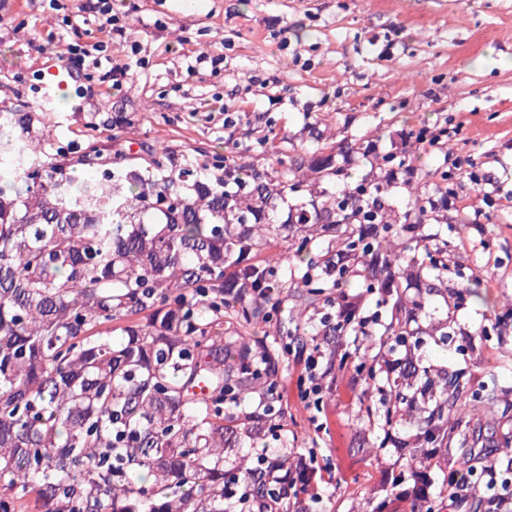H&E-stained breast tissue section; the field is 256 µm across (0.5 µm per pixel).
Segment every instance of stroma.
<instances>
[{"mask_svg":"<svg viewBox=\"0 0 512 512\" xmlns=\"http://www.w3.org/2000/svg\"><path fill=\"white\" fill-rule=\"evenodd\" d=\"M58 17L45 0H0V107L39 115L31 150L77 146L91 121L113 157H143L159 145L190 156L202 146L263 170L284 145L301 150L356 137L376 150L347 166L349 184L383 178L402 156L414 159L410 187L391 192L397 210L411 194L434 195L459 155L512 192V0H125L112 57L131 75L121 92L103 95L83 79L57 76L69 44L96 35L97 18L73 32ZM132 41L146 67L137 66ZM216 98L234 112V125L218 108H201V100ZM117 115L122 123H114ZM442 120L462 131L441 149L409 138L421 123ZM439 219L448 226L449 254L458 255L460 239L473 246L449 271V292L480 287L500 321L482 334L484 310L469 299L455 315L430 313L417 354L448 372L474 374L468 417L484 426L504 463L512 460V415L489 418L476 378L492 371L498 404L512 411V202L475 226L451 210ZM442 321L444 342L433 335ZM297 379L285 371L295 445L313 449L335 472L321 512H370L352 479L378 477L393 455L356 440L358 407L346 384L316 414L301 402Z\"/></svg>","mask_w":512,"mask_h":512,"instance_id":"35a3bbf8","label":"stroma"}]
</instances>
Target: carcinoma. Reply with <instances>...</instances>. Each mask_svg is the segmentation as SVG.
Listing matches in <instances>:
<instances>
[{"label":"carcinoma","instance_id":"1","mask_svg":"<svg viewBox=\"0 0 512 512\" xmlns=\"http://www.w3.org/2000/svg\"><path fill=\"white\" fill-rule=\"evenodd\" d=\"M33 122L0 111V512L28 495L37 512H313L299 473L314 452L289 447L286 347L246 335L267 325L318 347L329 391L352 366L359 418L383 432L378 449H400L371 512H448V469L397 464L468 462L481 427L460 377L421 358L381 370L450 301L448 240L424 233L436 217L419 199L386 206L387 182L329 190L337 158L372 144L285 152L263 172L165 151L109 167L92 133L75 153H27ZM304 167L324 188L290 203ZM79 169L101 179L78 183ZM165 195L180 206L154 208ZM393 234L400 253L383 247ZM348 266L395 314L363 354L336 341L358 333L337 283Z\"/></svg>","mask_w":512,"mask_h":512}]
</instances>
